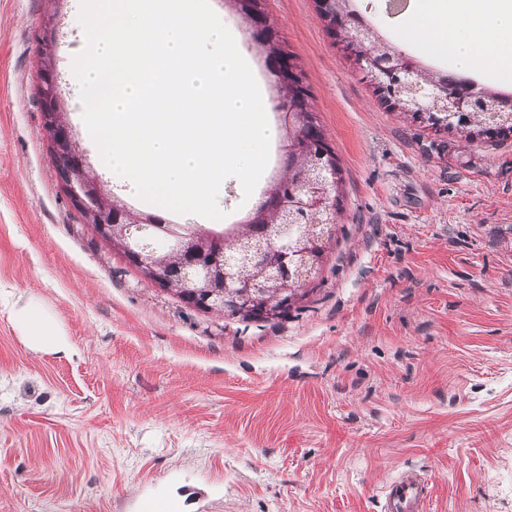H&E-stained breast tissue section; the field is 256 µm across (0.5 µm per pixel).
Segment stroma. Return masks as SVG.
I'll return each mask as SVG.
<instances>
[{"instance_id":"obj_1","label":"stroma","mask_w":512,"mask_h":512,"mask_svg":"<svg viewBox=\"0 0 512 512\" xmlns=\"http://www.w3.org/2000/svg\"><path fill=\"white\" fill-rule=\"evenodd\" d=\"M360 11L412 57L385 0ZM341 162L338 245L275 323L196 312L72 207L43 129L35 36L73 0H0V512H383L422 475L429 512H512V137L424 127L380 101L316 0H264ZM58 323L30 348L12 316ZM13 318L26 341L37 350L66 351L68 342L59 327L35 309L16 310Z\"/></svg>"}]
</instances>
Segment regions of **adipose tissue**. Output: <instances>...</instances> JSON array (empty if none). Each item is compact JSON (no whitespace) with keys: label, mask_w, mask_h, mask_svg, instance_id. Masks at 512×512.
I'll return each mask as SVG.
<instances>
[{"label":"adipose tissue","mask_w":512,"mask_h":512,"mask_svg":"<svg viewBox=\"0 0 512 512\" xmlns=\"http://www.w3.org/2000/svg\"><path fill=\"white\" fill-rule=\"evenodd\" d=\"M405 36L451 57L461 73L493 72L512 78V0H417L406 20ZM13 318L33 348L67 350L62 331L39 311L19 310Z\"/></svg>","instance_id":"obj_1"}]
</instances>
